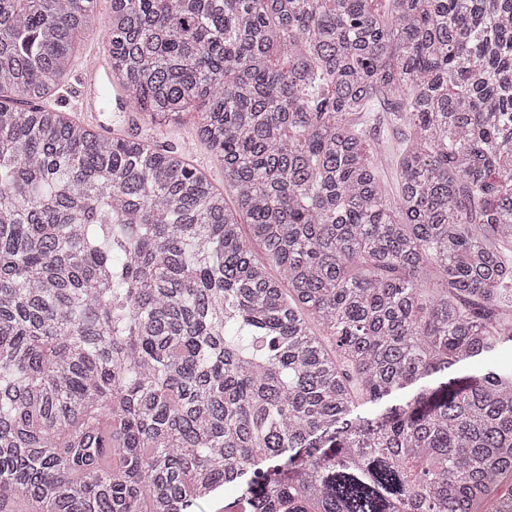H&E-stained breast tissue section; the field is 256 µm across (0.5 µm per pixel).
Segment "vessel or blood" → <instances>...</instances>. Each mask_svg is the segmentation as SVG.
Wrapping results in <instances>:
<instances>
[{
    "mask_svg": "<svg viewBox=\"0 0 512 512\" xmlns=\"http://www.w3.org/2000/svg\"><path fill=\"white\" fill-rule=\"evenodd\" d=\"M67 89L71 108L104 132H111L116 117L132 116L124 94L112 83L111 58L102 48H89L76 63Z\"/></svg>",
    "mask_w": 512,
    "mask_h": 512,
    "instance_id": "obj_1",
    "label": "vessel or blood"
}]
</instances>
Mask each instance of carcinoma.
I'll return each instance as SVG.
<instances>
[{
    "instance_id": "carcinoma-1",
    "label": "carcinoma",
    "mask_w": 512,
    "mask_h": 512,
    "mask_svg": "<svg viewBox=\"0 0 512 512\" xmlns=\"http://www.w3.org/2000/svg\"><path fill=\"white\" fill-rule=\"evenodd\" d=\"M94 2L0 0V512H512V0ZM99 30L224 188L10 106ZM372 116L369 128L370 144L376 153L382 158L381 179L382 188L390 199L396 198L398 194V180L395 155L405 145V134L403 129L393 123L388 112H381L379 105H373L369 112Z\"/></svg>"
}]
</instances>
